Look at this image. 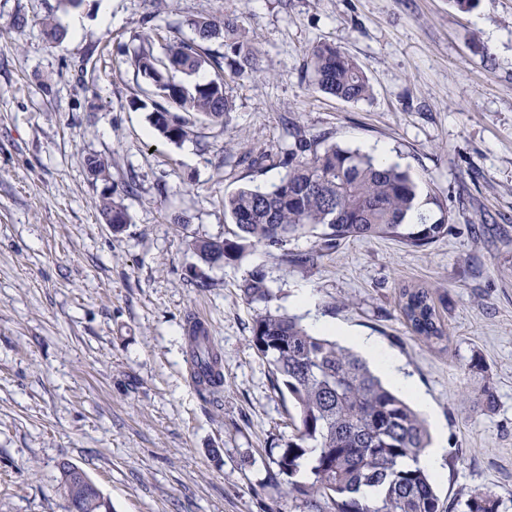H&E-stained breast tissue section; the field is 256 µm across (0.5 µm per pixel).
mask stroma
<instances>
[{
  "mask_svg": "<svg viewBox=\"0 0 512 512\" xmlns=\"http://www.w3.org/2000/svg\"><path fill=\"white\" fill-rule=\"evenodd\" d=\"M99 4L0 0V512H66L65 460L112 512H306L273 474L295 409L249 342L256 308L240 285L256 270L271 309L394 354L446 449L443 501L489 489L512 512V0H112L108 25ZM202 12L237 20L256 70L227 78L226 124L174 144L149 121L135 35L152 17L162 53ZM75 15L78 34L46 41V20ZM317 42L356 60L369 98L313 85ZM298 135L386 148L447 235L422 248L346 240L311 267L261 246L201 264L191 240L233 228L225 194L278 183ZM91 155L110 161L108 180L89 175ZM107 193L129 216L118 233L100 215ZM405 287L430 290L447 340L411 334ZM303 289L313 312L296 304ZM196 311L222 357L211 403L188 379ZM486 387L491 410L475 398Z\"/></svg>",
  "mask_w": 512,
  "mask_h": 512,
  "instance_id": "obj_1",
  "label": "stroma"
}]
</instances>
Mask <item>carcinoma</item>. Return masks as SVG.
<instances>
[{"label":"carcinoma","instance_id":"1","mask_svg":"<svg viewBox=\"0 0 512 512\" xmlns=\"http://www.w3.org/2000/svg\"><path fill=\"white\" fill-rule=\"evenodd\" d=\"M195 37L173 41L163 56L150 47L153 27L132 58L143 75L161 73L167 81L155 89L149 120L166 140L177 143L207 122L224 123L234 104L225 92L224 68L241 78L254 70L251 49L239 40L237 25L201 14L191 22ZM220 39L229 53L219 58L205 44ZM311 77L322 92L347 102L371 94L358 63L331 44L309 49ZM214 77L193 85L175 80L206 69ZM94 179H106L109 163L98 156L86 159ZM421 189L396 165L336 144L318 150L316 142L299 139L288 152V173L267 190L240 188L224 197V214L234 223L233 238H196L191 249L206 265L238 261L256 245L281 251L285 262L313 266L347 239L396 238L420 248L447 234L444 221L414 231L406 221L416 208ZM105 221L128 223V214L112 195L102 196ZM314 234L317 248L290 253L292 239ZM243 298L263 305L253 319L251 345L266 359L272 385L286 389L297 409L295 432L275 460L277 474L286 475L288 493L308 512H447L428 472L403 468L429 448L425 421L402 398L384 386L366 361L335 341L311 334L301 322L268 309L274 299L265 274L256 270L240 285ZM400 312L412 333L430 343L445 337L432 296L426 288H404ZM190 352L205 367L202 396H214L224 386L220 356L207 344L197 326L186 320ZM376 487L368 498L362 488ZM466 512H498L499 497L471 489L462 493Z\"/></svg>","mask_w":512,"mask_h":512}]
</instances>
